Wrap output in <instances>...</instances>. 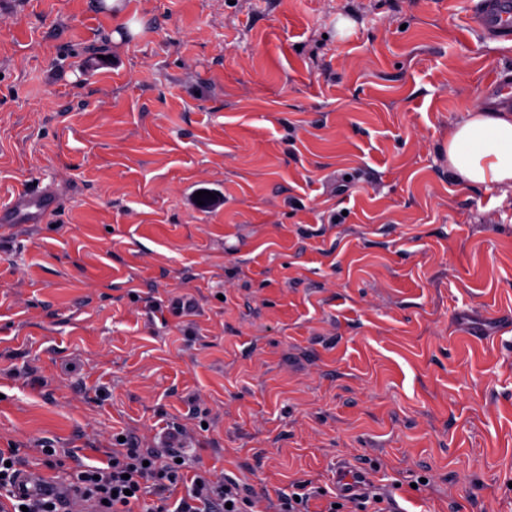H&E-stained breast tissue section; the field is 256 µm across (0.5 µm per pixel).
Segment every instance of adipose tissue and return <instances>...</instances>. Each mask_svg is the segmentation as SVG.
I'll return each mask as SVG.
<instances>
[{
  "mask_svg": "<svg viewBox=\"0 0 512 512\" xmlns=\"http://www.w3.org/2000/svg\"><path fill=\"white\" fill-rule=\"evenodd\" d=\"M447 155L461 187L512 195V113L469 110L448 134Z\"/></svg>",
  "mask_w": 512,
  "mask_h": 512,
  "instance_id": "adipose-tissue-1",
  "label": "adipose tissue"
}]
</instances>
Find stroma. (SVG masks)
<instances>
[{"mask_svg":"<svg viewBox=\"0 0 512 512\" xmlns=\"http://www.w3.org/2000/svg\"><path fill=\"white\" fill-rule=\"evenodd\" d=\"M476 2L0 0V206L57 203L0 226V448L512 512V197L442 150L512 73ZM56 201L47 193L19 194L9 212L0 211L2 224H15L22 221L29 224H39L55 209ZM372 489L368 474L347 463L336 467V493L341 498L359 500L367 496Z\"/></svg>","mask_w":512,"mask_h":512,"instance_id":"35a3bbf8","label":"stroma"}]
</instances>
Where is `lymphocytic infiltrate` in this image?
Returning <instances> with one entry per match:
<instances>
[{
	"mask_svg": "<svg viewBox=\"0 0 512 512\" xmlns=\"http://www.w3.org/2000/svg\"><path fill=\"white\" fill-rule=\"evenodd\" d=\"M178 456L171 448H141L131 442L113 449L104 465H79L70 486L91 501L93 512H132V505L147 493L158 499L159 512H250L253 502L238 482L213 479L206 469L194 473L186 496L172 501L173 488L184 480ZM22 465L13 451L0 449V489L7 500L0 512H65L64 500L18 487Z\"/></svg>",
	"mask_w": 512,
	"mask_h": 512,
	"instance_id": "f902f5d3",
	"label": "lymphocytic infiltrate"
}]
</instances>
